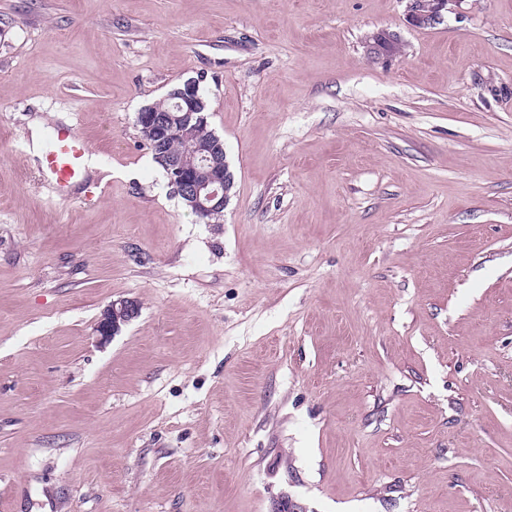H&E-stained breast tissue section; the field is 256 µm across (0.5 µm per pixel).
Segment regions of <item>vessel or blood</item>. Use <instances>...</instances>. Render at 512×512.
Wrapping results in <instances>:
<instances>
[{
	"mask_svg": "<svg viewBox=\"0 0 512 512\" xmlns=\"http://www.w3.org/2000/svg\"><path fill=\"white\" fill-rule=\"evenodd\" d=\"M93 150L73 126L56 123L45 136L39 169L55 188L60 199H68L71 191L87 178V162Z\"/></svg>",
	"mask_w": 512,
	"mask_h": 512,
	"instance_id": "1",
	"label": "vessel or blood"
}]
</instances>
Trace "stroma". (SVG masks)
I'll use <instances>...</instances> for the list:
<instances>
[{"instance_id":"obj_1","label":"stroma","mask_w":512,"mask_h":512,"mask_svg":"<svg viewBox=\"0 0 512 512\" xmlns=\"http://www.w3.org/2000/svg\"><path fill=\"white\" fill-rule=\"evenodd\" d=\"M405 5L0 0V512H512V0ZM188 81L211 224L136 125ZM430 0L418 1L420 8L426 10ZM456 0H431L426 11L419 10L413 1L407 3V20L410 25L418 28L432 27L443 19L444 12L448 11V4ZM420 25L422 27H420ZM396 36L386 30L373 33L368 40V52L375 59H388L395 55V45L398 43ZM31 129L32 162L39 159L43 177L54 186L60 199L69 200L72 189L86 180L88 166L92 170L100 168L98 158L93 155L89 159L94 152L87 141L76 134L73 125L55 123L46 132L40 159L39 125L33 124ZM139 315V305L134 300H114L103 310L96 332L100 340L107 342L125 325Z\"/></svg>"}]
</instances>
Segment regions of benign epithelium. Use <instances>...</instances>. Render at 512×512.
<instances>
[{
    "mask_svg": "<svg viewBox=\"0 0 512 512\" xmlns=\"http://www.w3.org/2000/svg\"><path fill=\"white\" fill-rule=\"evenodd\" d=\"M460 0H431L430 7L422 11L410 0L407 3V20L414 27H432L443 19L448 11V4ZM398 39L393 34L379 30L368 40V52L376 59H388L395 56ZM168 99L172 100L169 109L161 111L146 106L136 117V123L153 136L157 143L163 145L176 138L183 143L181 153L177 155L161 152L157 159L167 171L169 184L177 195L185 197L200 217L220 215L229 200L227 181L228 165L218 161L217 151L220 138L212 134L201 138L200 128L207 127V120L202 112L205 103L198 94V85L193 81L173 90ZM139 315V305L134 300H114L103 310L97 323L96 332L100 340L106 342L116 335L121 326L129 323ZM271 512H308L307 508L281 496L273 501Z\"/></svg>",
    "mask_w": 512,
    "mask_h": 512,
    "instance_id": "1",
    "label": "benign epithelium"
}]
</instances>
